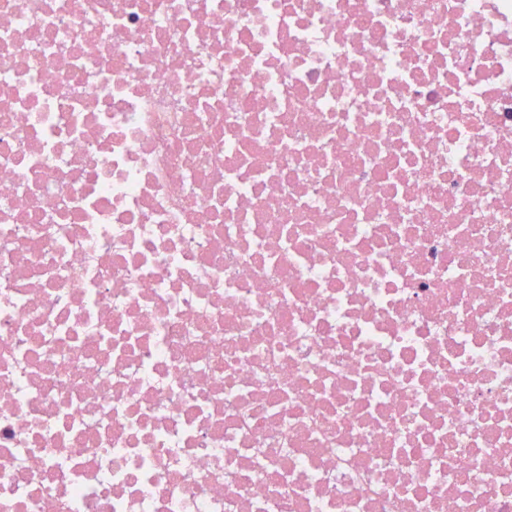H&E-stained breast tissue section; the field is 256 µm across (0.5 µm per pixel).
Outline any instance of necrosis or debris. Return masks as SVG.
<instances>
[{"label": "necrosis or debris", "instance_id": "1", "mask_svg": "<svg viewBox=\"0 0 512 512\" xmlns=\"http://www.w3.org/2000/svg\"><path fill=\"white\" fill-rule=\"evenodd\" d=\"M0 512H512V0H0Z\"/></svg>", "mask_w": 512, "mask_h": 512}]
</instances>
